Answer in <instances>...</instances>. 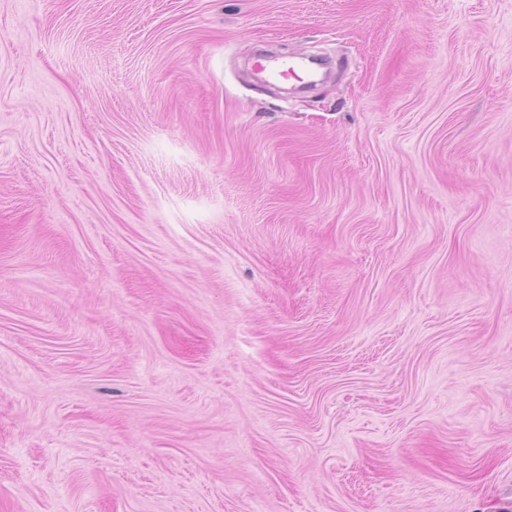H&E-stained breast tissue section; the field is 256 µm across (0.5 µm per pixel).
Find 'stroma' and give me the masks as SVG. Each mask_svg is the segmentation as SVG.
Here are the masks:
<instances>
[{"label":"stroma","instance_id":"stroma-1","mask_svg":"<svg viewBox=\"0 0 512 512\" xmlns=\"http://www.w3.org/2000/svg\"><path fill=\"white\" fill-rule=\"evenodd\" d=\"M0 512H512V0H0ZM305 66V58L292 57L288 60H280L279 58H259L255 63V67L259 73L263 74L266 79L271 81H280L286 79L290 75L296 74V69Z\"/></svg>","mask_w":512,"mask_h":512}]
</instances>
